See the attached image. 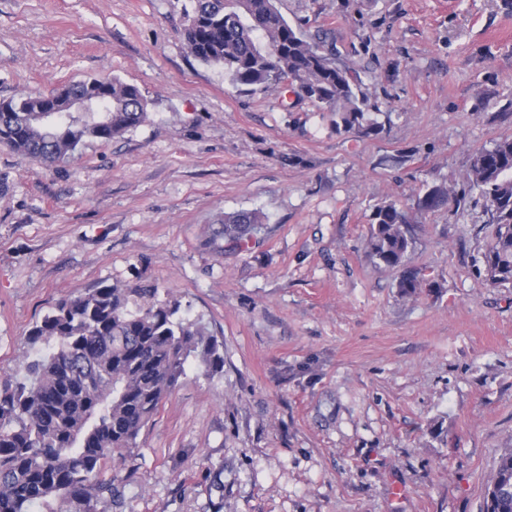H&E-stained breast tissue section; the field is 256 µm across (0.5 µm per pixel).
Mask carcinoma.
I'll list each match as a JSON object with an SVG mask.
<instances>
[{"instance_id":"carcinoma-1","label":"carcinoma","mask_w":512,"mask_h":512,"mask_svg":"<svg viewBox=\"0 0 512 512\" xmlns=\"http://www.w3.org/2000/svg\"><path fill=\"white\" fill-rule=\"evenodd\" d=\"M183 37L192 57L222 66L237 88L289 89L332 113L338 132L382 131L367 115L360 75L336 66L333 44L289 23L275 0H195ZM70 95L96 97L107 111L82 119L26 111ZM147 106L133 84L87 77L48 96L0 102V145L64 162L85 140L107 142L143 124ZM467 179L490 212L483 225L485 279L511 286L512 138L473 155ZM448 198L447 187L434 185L416 206L432 211ZM263 220L255 210L224 216V247L241 248ZM412 246L406 211L394 203L378 206L369 225L370 254L386 267L404 268L403 296L416 294L427 277L408 266ZM179 310V302L160 300L156 288L102 286L59 300L32 328L29 341L38 353L26 365L27 382L0 387V512H97L98 504L112 501L114 484L99 474L135 456L140 431L187 374L189 358L207 373L224 366L217 339ZM484 512H512V450L495 464Z\"/></svg>"}]
</instances>
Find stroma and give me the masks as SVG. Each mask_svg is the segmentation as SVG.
Returning <instances> with one entry per match:
<instances>
[{
  "label": "stroma",
  "mask_w": 512,
  "mask_h": 512,
  "mask_svg": "<svg viewBox=\"0 0 512 512\" xmlns=\"http://www.w3.org/2000/svg\"><path fill=\"white\" fill-rule=\"evenodd\" d=\"M358 70L378 135L291 94L233 87L188 54L194 0H0V101L119 78L148 119L48 166L0 145V386L60 299L151 286L221 345L106 468L99 512H481L512 449V287L483 275L470 160L512 137V0H277ZM453 192L422 213L427 187ZM407 210L399 293L367 247ZM263 230L224 247V215ZM370 254L386 267H403V275L398 282L399 292L403 296H412L421 288L422 283L433 282L426 278L425 269L408 266L412 251L413 238L409 229L406 211L395 203L378 206L369 225Z\"/></svg>",
  "instance_id": "35a3bbf8"
}]
</instances>
